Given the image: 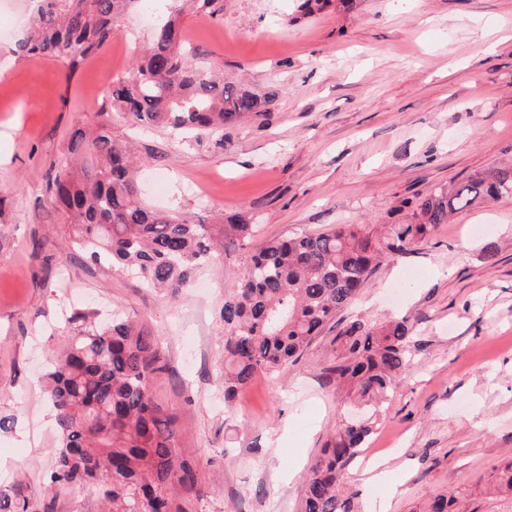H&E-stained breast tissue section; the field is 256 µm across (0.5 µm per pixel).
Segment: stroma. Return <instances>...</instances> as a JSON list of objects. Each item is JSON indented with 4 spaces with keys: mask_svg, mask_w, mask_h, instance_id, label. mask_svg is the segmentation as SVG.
<instances>
[{
    "mask_svg": "<svg viewBox=\"0 0 512 512\" xmlns=\"http://www.w3.org/2000/svg\"><path fill=\"white\" fill-rule=\"evenodd\" d=\"M302 2L184 13L199 64L272 97L215 149L139 126L99 92L149 44L146 0L73 74L21 52L28 0H0V415L15 419L0 433V490L35 512L55 445L36 379L66 318L103 304L162 339L153 391L197 465L185 512H299L343 397L328 373L339 324L398 317L416 350L371 437L386 473L368 479L355 458L350 493L362 512H417L441 493L454 512H512V495L492 489L512 461V197L455 213L382 261L296 362L224 400L219 310L247 250L336 224H411L410 201L512 166V0H329L312 15ZM102 125L132 142L148 207L206 219L223 245L175 297L91 262L49 203L72 131ZM231 214L259 224L248 246Z\"/></svg>",
    "mask_w": 512,
    "mask_h": 512,
    "instance_id": "35a3bbf8",
    "label": "stroma"
}]
</instances>
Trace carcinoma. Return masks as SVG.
Instances as JSON below:
<instances>
[{
	"label": "carcinoma",
	"instance_id": "carcinoma-1",
	"mask_svg": "<svg viewBox=\"0 0 512 512\" xmlns=\"http://www.w3.org/2000/svg\"><path fill=\"white\" fill-rule=\"evenodd\" d=\"M134 0H40L33 32L21 44L32 57L50 56L76 71L112 41ZM179 0H161L153 42L128 73L106 85L111 106L143 126H163L214 147L224 129L267 111L271 96L226 82L189 58ZM191 11L214 18L219 0H189ZM130 150L104 128L73 131L68 157L52 181L50 203L75 232L76 244L96 260L135 270L143 281L176 294L200 267L216 259L206 220L192 222L148 208L133 174ZM512 197V167L470 177L448 193L415 201L414 224H337L317 234L269 241L247 256L242 282L224 295V399L232 400L256 375L298 360L336 314L351 304L375 267L430 237L448 217L489 199ZM230 227L243 242L257 225L242 216ZM80 321L66 350L50 358L44 395L58 435L48 488L95 487L103 512H184L177 495L197 486L194 461L177 446L174 415L155 399L162 370L160 338L130 320ZM341 354L330 367L336 386L349 387L344 408H359L340 423L305 478L301 512H353L346 468L374 432L411 362L408 319L372 325L356 319L336 336Z\"/></svg>",
	"mask_w": 512,
	"mask_h": 512
}]
</instances>
